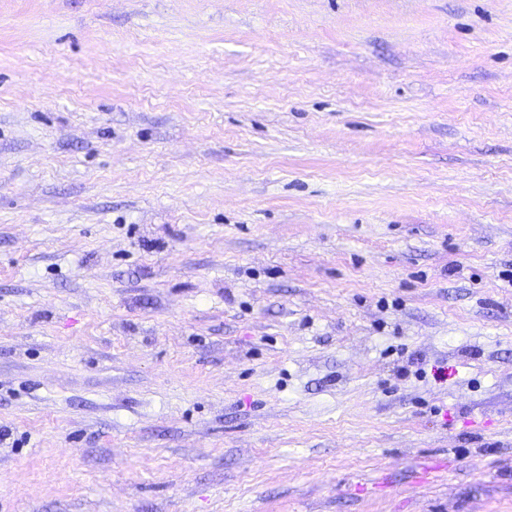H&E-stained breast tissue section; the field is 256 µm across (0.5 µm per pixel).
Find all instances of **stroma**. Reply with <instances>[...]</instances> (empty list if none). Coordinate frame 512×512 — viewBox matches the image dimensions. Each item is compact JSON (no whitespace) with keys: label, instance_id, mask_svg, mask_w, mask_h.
Instances as JSON below:
<instances>
[{"label":"stroma","instance_id":"35a3bbf8","mask_svg":"<svg viewBox=\"0 0 512 512\" xmlns=\"http://www.w3.org/2000/svg\"><path fill=\"white\" fill-rule=\"evenodd\" d=\"M0 512H512V0H0Z\"/></svg>","mask_w":512,"mask_h":512}]
</instances>
